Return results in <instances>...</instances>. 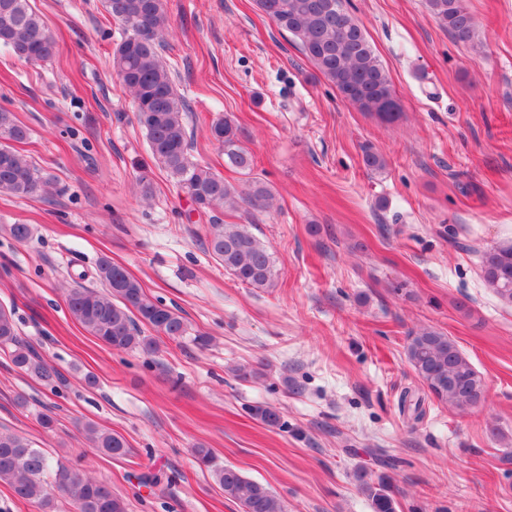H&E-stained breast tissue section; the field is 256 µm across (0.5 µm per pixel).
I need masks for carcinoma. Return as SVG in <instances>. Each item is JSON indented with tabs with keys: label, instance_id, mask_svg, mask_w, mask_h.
I'll list each match as a JSON object with an SVG mask.
<instances>
[{
	"label": "carcinoma",
	"instance_id": "obj_1",
	"mask_svg": "<svg viewBox=\"0 0 512 512\" xmlns=\"http://www.w3.org/2000/svg\"><path fill=\"white\" fill-rule=\"evenodd\" d=\"M104 4L123 31L112 54V70L136 103L137 123L145 133L153 163L166 172L177 192L204 214L233 210L242 204L271 208L272 192L264 181L252 176L255 158L241 144L239 129L230 118L216 119L209 139L224 155L225 165L248 176L244 186L236 187L221 172L192 159L189 104L176 90L172 72L161 56L169 33L163 0H104ZM254 4L279 31L298 42L300 51L342 99L383 120L396 119L397 113L382 111L386 99L394 94L389 73L345 0H254ZM425 4L455 39L475 41V20L464 0H425ZM0 46L19 60L35 64L55 56L57 40L30 0H0ZM27 137L28 127L13 112L0 108V195L26 198L45 194L53 186V178L14 147ZM362 163L370 172H380L387 165L385 157L370 147L363 149ZM205 247L240 283L257 289L275 286L273 252L247 225H208ZM480 270L485 287L500 301L512 304V245L486 250ZM93 279L95 287L68 290L67 304L75 321L105 346L151 354L157 344L142 327L171 340L188 334L179 310L151 299L139 280L111 259H98ZM0 344L13 346V363L26 374L52 389L64 384L54 366L19 340L14 313L2 305ZM405 354L439 402L465 414L486 401L483 379L447 335L430 328L412 331ZM399 407L415 422L425 415L422 398L409 390L401 393ZM252 413L270 427L283 426L280 413L269 405L256 406ZM80 429L102 456L123 458L131 453L122 437L95 422L86 421ZM193 455L199 466L211 471L224 496L237 502L243 512H283L269 488L233 467L216 464L210 449L199 444ZM0 483L41 512H53L55 493L69 501L71 512H128L126 499L113 493L107 482L80 472L68 461H51L34 442L12 433H0ZM363 489L374 512H395L388 480L381 478L375 485L365 482Z\"/></svg>",
	"mask_w": 512,
	"mask_h": 512
}]
</instances>
